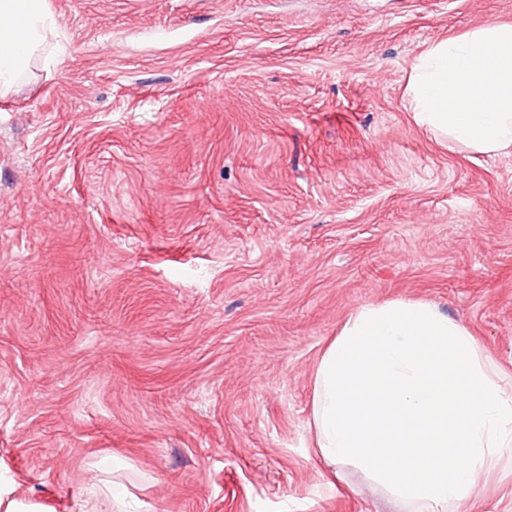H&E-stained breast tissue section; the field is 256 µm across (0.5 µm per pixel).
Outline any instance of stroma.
<instances>
[{
    "label": "stroma",
    "mask_w": 512,
    "mask_h": 512,
    "mask_svg": "<svg viewBox=\"0 0 512 512\" xmlns=\"http://www.w3.org/2000/svg\"><path fill=\"white\" fill-rule=\"evenodd\" d=\"M0 96V477L78 512H401L314 446L361 306L465 323L512 381V149L448 148L405 87L512 0H47ZM474 512H512V451ZM116 485L114 481L105 482L101 479H96L92 483V490L90 494L83 499L80 512H104L102 509L105 500H109L112 508L118 509L116 512H136L128 511L131 509L132 502L127 501L126 496ZM112 508L110 512H112Z\"/></svg>",
    "instance_id": "1"
}]
</instances>
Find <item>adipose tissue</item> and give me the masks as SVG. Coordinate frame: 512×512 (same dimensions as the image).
<instances>
[{"label":"adipose tissue","mask_w":512,"mask_h":512,"mask_svg":"<svg viewBox=\"0 0 512 512\" xmlns=\"http://www.w3.org/2000/svg\"><path fill=\"white\" fill-rule=\"evenodd\" d=\"M54 27L46 0H0V92ZM406 98L416 123L449 147L512 148V24L428 45ZM312 425L323 463L359 467L403 512H464L512 448V383L465 324L432 304L365 305L321 354Z\"/></svg>","instance_id":"obj_1"}]
</instances>
